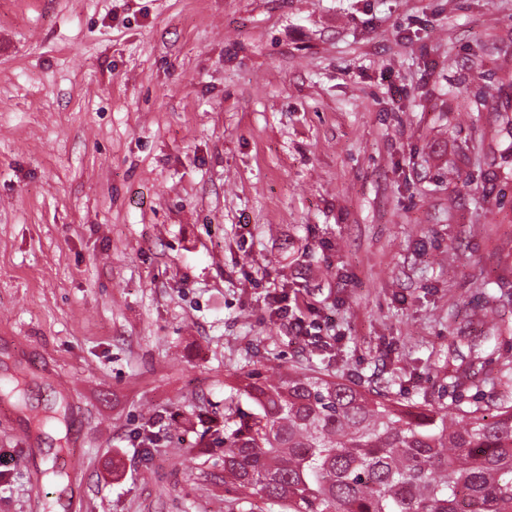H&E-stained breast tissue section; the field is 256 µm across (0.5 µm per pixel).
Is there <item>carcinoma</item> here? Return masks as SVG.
I'll return each instance as SVG.
<instances>
[{
  "instance_id": "cac0c4a2",
  "label": "carcinoma",
  "mask_w": 512,
  "mask_h": 512,
  "mask_svg": "<svg viewBox=\"0 0 512 512\" xmlns=\"http://www.w3.org/2000/svg\"><path fill=\"white\" fill-rule=\"evenodd\" d=\"M227 512H512V401L448 405L298 370L225 384Z\"/></svg>"
}]
</instances>
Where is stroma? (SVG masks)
<instances>
[{
  "label": "stroma",
  "mask_w": 512,
  "mask_h": 512,
  "mask_svg": "<svg viewBox=\"0 0 512 512\" xmlns=\"http://www.w3.org/2000/svg\"><path fill=\"white\" fill-rule=\"evenodd\" d=\"M260 365L512 395V0H0V512H224Z\"/></svg>",
  "instance_id": "obj_1"
}]
</instances>
